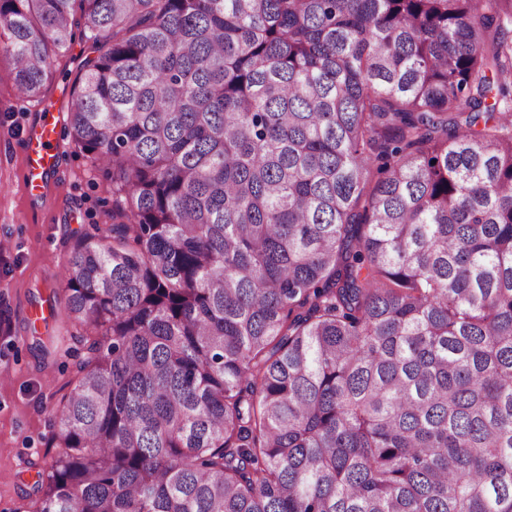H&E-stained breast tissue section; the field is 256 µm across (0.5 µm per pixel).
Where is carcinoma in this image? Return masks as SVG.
I'll use <instances>...</instances> for the list:
<instances>
[{
  "mask_svg": "<svg viewBox=\"0 0 512 512\" xmlns=\"http://www.w3.org/2000/svg\"><path fill=\"white\" fill-rule=\"evenodd\" d=\"M112 223L33 512H512V0H0Z\"/></svg>",
  "mask_w": 512,
  "mask_h": 512,
  "instance_id": "obj_1",
  "label": "carcinoma"
}]
</instances>
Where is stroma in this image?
Here are the masks:
<instances>
[{
	"label": "stroma",
	"instance_id": "obj_1",
	"mask_svg": "<svg viewBox=\"0 0 512 512\" xmlns=\"http://www.w3.org/2000/svg\"><path fill=\"white\" fill-rule=\"evenodd\" d=\"M90 41L75 36L55 60L53 77L37 103L15 100L6 62H0V512H27L37 474L55 450V411L75 380L76 321L63 303L47 302L71 247L93 225L109 223L110 178L72 140L68 111ZM52 111L60 148L44 188L31 190L24 141ZM44 322L31 321L34 311Z\"/></svg>",
	"mask_w": 512,
	"mask_h": 512
}]
</instances>
